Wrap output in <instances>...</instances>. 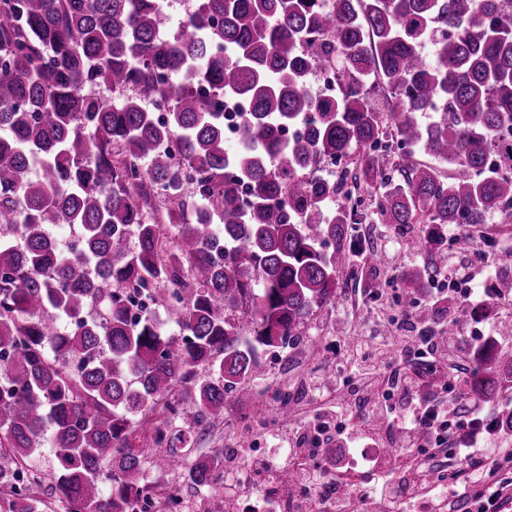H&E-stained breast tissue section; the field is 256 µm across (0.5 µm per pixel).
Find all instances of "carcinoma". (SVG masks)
Listing matches in <instances>:
<instances>
[{
  "instance_id": "1",
  "label": "carcinoma",
  "mask_w": 512,
  "mask_h": 512,
  "mask_svg": "<svg viewBox=\"0 0 512 512\" xmlns=\"http://www.w3.org/2000/svg\"><path fill=\"white\" fill-rule=\"evenodd\" d=\"M323 2L193 0L164 36L167 0H0V487L12 512L43 504L10 480L32 485L25 462L46 445L66 512H169L178 492L150 499L148 464L218 491L224 451L193 456V428L223 425L230 396L255 402L259 351L301 344L336 302L347 254L366 252L351 231L368 214L330 207L336 197L370 191L383 223L422 225L405 247L430 254L464 247L450 227L512 223V178L486 169L492 156L512 170V14L497 0ZM307 37L341 71L339 96L308 87ZM372 86L391 101L384 116ZM204 87L247 103L234 152ZM302 122L306 135L279 138ZM327 161L338 179L301 178ZM59 225L78 242L56 241ZM430 282L425 268L404 276L403 306L424 297L417 320L432 336L487 307L432 298ZM161 285L137 317L115 293ZM492 287L512 294V264ZM508 378L511 349L471 351L472 396L493 404ZM267 412L291 420L292 397L277 392Z\"/></svg>"
}]
</instances>
